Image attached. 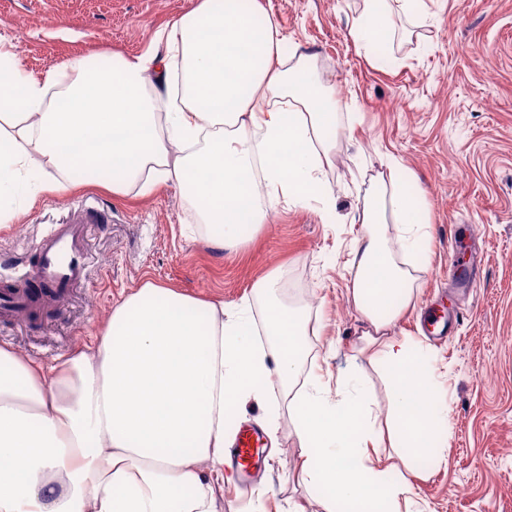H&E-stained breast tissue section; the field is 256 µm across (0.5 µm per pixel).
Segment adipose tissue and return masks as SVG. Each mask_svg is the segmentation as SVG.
<instances>
[{
	"label": "adipose tissue",
	"instance_id": "adipose-tissue-1",
	"mask_svg": "<svg viewBox=\"0 0 512 512\" xmlns=\"http://www.w3.org/2000/svg\"><path fill=\"white\" fill-rule=\"evenodd\" d=\"M422 2L363 0L350 34L378 55L395 12L425 25ZM62 70L61 85L0 53L1 224L95 173L116 195L175 182L223 249L265 223L261 196L332 208L322 174L336 101L311 56L285 52L257 0H201L146 52L108 65L75 57ZM406 185L393 168L365 194L348 260V300L371 326L365 347L391 388L385 428L360 379L307 364L303 314L269 295L281 273L256 285L268 295L260 334L248 305L228 313L147 281L113 307L92 346L51 365L0 345V512H214L231 444L225 413L281 394L322 512H424L394 465L372 461L385 447L443 457L433 368L390 334L415 305L430 235L426 202Z\"/></svg>",
	"mask_w": 512,
	"mask_h": 512
}]
</instances>
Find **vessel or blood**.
<instances>
[{
  "instance_id": "obj_1",
  "label": "vessel or blood",
  "mask_w": 512,
  "mask_h": 512,
  "mask_svg": "<svg viewBox=\"0 0 512 512\" xmlns=\"http://www.w3.org/2000/svg\"><path fill=\"white\" fill-rule=\"evenodd\" d=\"M105 221V214L95 210L53 225L36 244V260L31 269L0 284V323L38 315L84 283L88 277L86 243L90 227ZM259 440L257 430H238L236 446L229 455L242 473L253 469Z\"/></svg>"
}]
</instances>
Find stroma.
<instances>
[{"instance_id": "35a3bbf8", "label": "stroma", "mask_w": 512, "mask_h": 512, "mask_svg": "<svg viewBox=\"0 0 512 512\" xmlns=\"http://www.w3.org/2000/svg\"><path fill=\"white\" fill-rule=\"evenodd\" d=\"M199 0H0V50L16 54L38 76L79 56L139 54L156 32ZM286 50L314 57L338 103L333 165L325 173L336 202L265 201L267 221L235 249H218L196 220L179 187L158 184L115 196L94 184L62 197L44 196L0 223V276L33 264L34 243L53 224L80 209H111L109 224L89 242L87 285L42 318L0 324V345L44 363L91 344L114 305L144 280L225 310L250 303L261 320L257 281L284 269L274 291L305 313L311 326L307 355L332 374L362 378L380 411L389 391L381 372L360 354L367 328L347 299V265L362 198L395 163L411 173L409 190L427 203L431 238L427 265L417 275L416 307L392 333L422 344L447 415L442 462H411L426 512H512V0H424L430 18L412 38L382 46L389 66L368 57L350 36L361 0H258ZM477 261L476 288L449 275L454 229ZM444 302L459 320L430 338L420 310ZM277 423L264 440L261 469L242 485L235 467L215 488L217 512H292L313 497L297 462L300 448L286 402H249L225 429Z\"/></svg>"}]
</instances>
